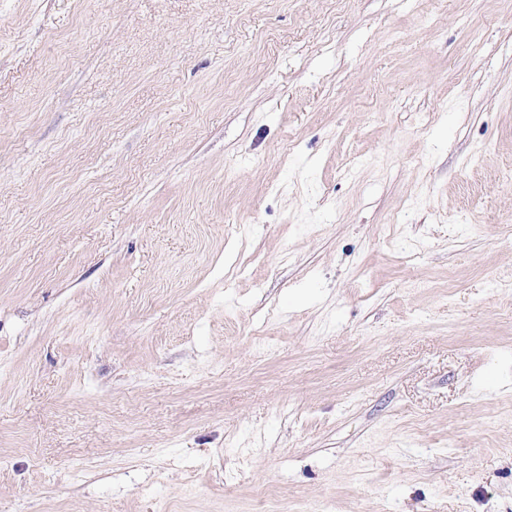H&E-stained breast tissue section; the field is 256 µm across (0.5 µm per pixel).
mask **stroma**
I'll return each mask as SVG.
<instances>
[{
  "label": "stroma",
  "mask_w": 512,
  "mask_h": 512,
  "mask_svg": "<svg viewBox=\"0 0 512 512\" xmlns=\"http://www.w3.org/2000/svg\"><path fill=\"white\" fill-rule=\"evenodd\" d=\"M512 512L507 0H0V512Z\"/></svg>",
  "instance_id": "35a3bbf8"
}]
</instances>
